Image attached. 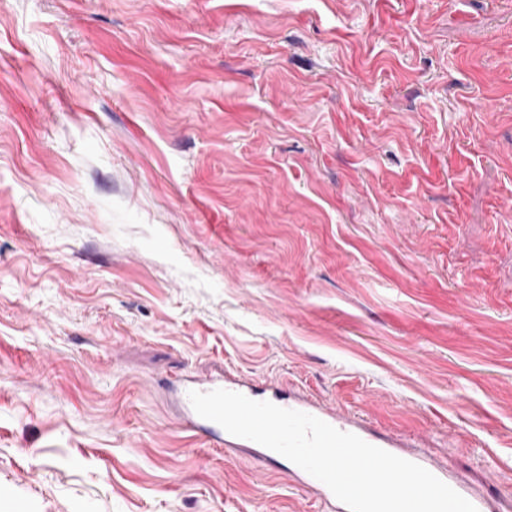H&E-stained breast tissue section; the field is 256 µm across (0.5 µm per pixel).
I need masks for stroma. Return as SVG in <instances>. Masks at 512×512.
Listing matches in <instances>:
<instances>
[{
    "instance_id": "obj_1",
    "label": "stroma",
    "mask_w": 512,
    "mask_h": 512,
    "mask_svg": "<svg viewBox=\"0 0 512 512\" xmlns=\"http://www.w3.org/2000/svg\"><path fill=\"white\" fill-rule=\"evenodd\" d=\"M228 370L512 503V0H0V502L323 512ZM215 389H225L241 393L255 401H268L285 409L313 415L339 431L355 434L368 444L422 466L472 503L476 507L477 512H493L494 510V500L492 497L473 493L464 481L451 474L449 470L447 471L433 464L422 455L404 452L395 443L367 431L364 427L352 421L345 412L336 409V407L310 403L299 395H292L288 390V383L277 382L259 386L253 379L225 374L222 379L186 376L179 384L173 387L176 401L183 414L182 428L194 432L204 438L212 447L224 450L227 454L242 456L251 460H285L287 463L289 462L291 464V472L297 484L313 492L327 512H349V510L323 482L314 478L282 455L251 440L232 436L220 425L197 415L191 405L189 392L192 390L209 392Z\"/></svg>"
}]
</instances>
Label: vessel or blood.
I'll list each match as a JSON object with an SVG mask.
<instances>
[{
	"label": "vessel or blood",
	"instance_id": "vessel-or-blood-1",
	"mask_svg": "<svg viewBox=\"0 0 512 512\" xmlns=\"http://www.w3.org/2000/svg\"><path fill=\"white\" fill-rule=\"evenodd\" d=\"M215 389L237 392L255 401H268L285 409L313 415L337 430L355 434L368 444L379 447L393 455L402 454L395 443L367 431L364 427L352 421L342 410L314 404L290 393L286 383L277 382L261 386L256 384L253 379L231 375L220 379L191 376L182 379L173 389L176 401L183 414L182 428L194 432L204 438L212 447L224 450L225 453L259 461H275L279 458L278 453L253 441L232 436L220 425L197 415L189 399L190 391L209 392ZM405 457L407 461L422 466L458 492L476 507L477 512H493L492 497L473 493L464 481L446 469L433 464L424 456L410 453ZM291 472L300 487L313 492L317 496L325 512H349L347 506L339 501L323 482L297 466L292 467Z\"/></svg>",
	"mask_w": 512,
	"mask_h": 512
}]
</instances>
